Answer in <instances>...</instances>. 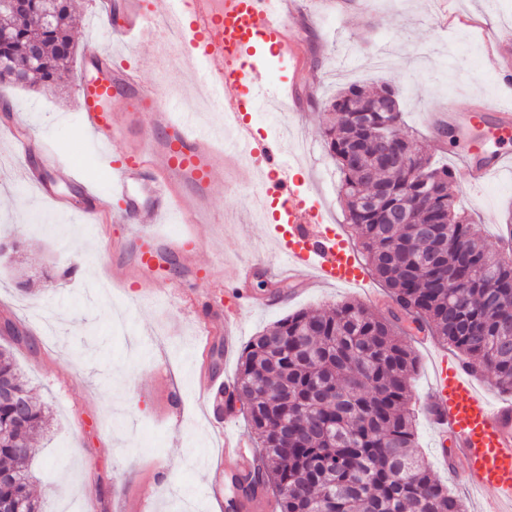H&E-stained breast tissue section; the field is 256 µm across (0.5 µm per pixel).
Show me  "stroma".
<instances>
[{"instance_id": "35a3bbf8", "label": "stroma", "mask_w": 512, "mask_h": 512, "mask_svg": "<svg viewBox=\"0 0 512 512\" xmlns=\"http://www.w3.org/2000/svg\"><path fill=\"white\" fill-rule=\"evenodd\" d=\"M73 31L80 59L92 46L117 50L120 62L139 68L145 79L171 76L180 92L186 72H169L170 34L137 43L115 40L95 12L94 0H72ZM458 12L479 20L442 30L438 0H369L366 10L337 14L326 0H311L312 17L296 33L310 61L313 99L302 112L273 127L269 112H255L263 135L305 137L309 152L294 166L300 191L318 198L335 223L345 221L337 192L341 173L319 134L323 102L352 82L386 83L400 92L403 130L440 164L457 170L461 147L433 142L428 114L441 100L460 105L479 99L512 104L497 74L485 63V40L512 41V0H455ZM8 105L37 135V163L54 178L59 192L81 201L86 182L107 185L109 160L95 152L76 124L80 100L74 83L34 90L0 84V106ZM19 161L0 140V242L25 245L23 261L0 258V348L10 350L32 394L51 414V425L33 445L29 470L42 512H117L123 498L144 484L153 495L150 512H210L201 489L199 460L217 453L219 438L203 413L200 373L234 378L238 357H225L223 319L205 355L195 354L198 324L179 300L203 293L208 281L228 282L239 264L275 256L277 234L270 220L280 205L258 201L262 168L245 173L228 166L225 184L211 203L224 214L220 224H170L203 243L197 267L176 255L162 258L153 298L114 285L103 264L102 239L125 234L122 224L95 226L75 211L58 209L18 181ZM457 199L480 224L492 249H499L505 216L512 211V173L482 189H459ZM74 274H67V267ZM362 301L353 288L320 286L274 309L239 314L240 336L249 341L279 318L301 309L324 310L343 300ZM24 335L14 342L12 332ZM418 452L431 462L433 476L460 495L468 512H478L480 494L436 463L429 423L418 417Z\"/></svg>"}]
</instances>
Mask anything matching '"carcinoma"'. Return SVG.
<instances>
[{
	"label": "carcinoma",
	"mask_w": 512,
	"mask_h": 512,
	"mask_svg": "<svg viewBox=\"0 0 512 512\" xmlns=\"http://www.w3.org/2000/svg\"><path fill=\"white\" fill-rule=\"evenodd\" d=\"M44 5L29 0L21 17L0 10V83L50 86L68 77L77 50L70 0H55L51 27L41 24ZM390 96L397 93L384 84L343 89L329 100L323 139L342 173L347 222L399 312L345 301L286 315L245 345L233 381L257 452L247 490H271L280 512H466L414 453L412 332L431 333L512 391V258L491 250L458 206L448 167L401 135L403 112L387 108ZM388 149L406 164L378 163ZM438 215L448 220L441 234L422 236L419 226ZM0 383L23 399L20 409L0 401V473L11 474L0 500L41 512L29 443L49 414L6 349Z\"/></svg>",
	"instance_id": "cac0c4a2"
}]
</instances>
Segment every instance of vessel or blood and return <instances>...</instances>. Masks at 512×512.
<instances>
[{"label":"vessel or blood","mask_w":512,"mask_h":512,"mask_svg":"<svg viewBox=\"0 0 512 512\" xmlns=\"http://www.w3.org/2000/svg\"><path fill=\"white\" fill-rule=\"evenodd\" d=\"M96 6L110 30L127 40L166 22L175 67H192L209 101L233 123L228 130L201 122L198 113L184 111L182 102L171 96L165 80L146 81L138 68L115 65L111 52L96 46L89 50L78 84L80 128L100 153L113 152V143L123 140L126 130L139 131L133 145L113 153L107 197L93 189L83 195L86 215L130 217L139 226L137 233L112 244L113 281L134 287L167 251L195 261L200 249L195 235L160 233L153 226L173 211L184 224L222 223L209 199L224 182V167L216 161L223 153L243 168L261 161L272 171L260 193L279 201L287 226L277 240L279 264L271 277L291 281L303 276L324 285L367 288L368 273L338 228L325 223L319 203L297 189L284 142L258 136L247 119L262 100L292 112L300 109L305 56L292 30L293 20L303 14L300 0H97ZM258 40L287 64V76L264 84L254 81L251 49ZM495 51L493 67L504 90H511L512 43L498 41ZM483 126L511 131L512 110L485 103L459 111L449 101L430 114L436 138L453 130L465 139ZM0 137L25 157L22 182L56 207L68 208V200L27 159L33 132L11 123L0 129ZM459 159L467 184L479 187L512 165V151H468ZM423 404L431 410L438 442L448 444L457 460L460 478L481 492L479 512H512V404H491L473 369L444 357L437 360ZM210 425L221 434L223 446L218 461L207 459L201 465L203 488L207 497L219 498L254 453L245 438L226 432L225 419H211Z\"/></svg>","instance_id":"1"}]
</instances>
